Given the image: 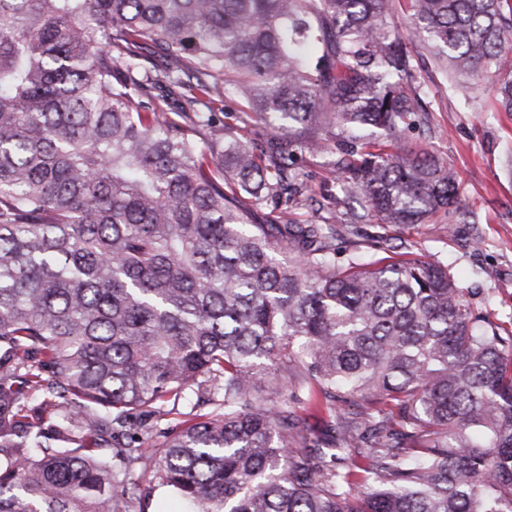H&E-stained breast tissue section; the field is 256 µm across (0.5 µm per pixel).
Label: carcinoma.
Instances as JSON below:
<instances>
[{
  "label": "carcinoma",
  "instance_id": "obj_1",
  "mask_svg": "<svg viewBox=\"0 0 512 512\" xmlns=\"http://www.w3.org/2000/svg\"><path fill=\"white\" fill-rule=\"evenodd\" d=\"M408 2L0 0V512H130L144 478L180 512H512V330L445 266L339 268L330 225L262 211L306 145L359 221L464 219L451 167L358 132L422 111L413 40L512 112V0ZM228 81L281 135H228ZM290 364L363 428L319 448L255 402ZM192 395L219 411L126 433Z\"/></svg>",
  "mask_w": 512,
  "mask_h": 512
}]
</instances>
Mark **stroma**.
<instances>
[{"label": "stroma", "instance_id": "obj_1", "mask_svg": "<svg viewBox=\"0 0 512 512\" xmlns=\"http://www.w3.org/2000/svg\"><path fill=\"white\" fill-rule=\"evenodd\" d=\"M415 76L427 114L423 122L405 128L401 144L407 150H427L455 170L473 219L451 226L437 218L425 224L354 222L350 214L360 209L358 197L342 193L325 155L298 148L288 160V172L322 204L319 212L305 208L301 214L332 225L338 263L356 255L376 256L381 248L394 257L425 256L448 267L466 288L475 310L491 312L496 322L510 325L512 174L506 164L512 154V113L496 111L488 93L468 98L452 92L447 75L430 56L418 59ZM292 378V371L269 370L258 385V397L271 403L287 402L290 410L303 417L308 433L324 430L330 422L328 412L293 402ZM212 410L209 404L181 403L168 415L150 418L136 433L150 445L162 441L170 429Z\"/></svg>", "mask_w": 512, "mask_h": 512}]
</instances>
